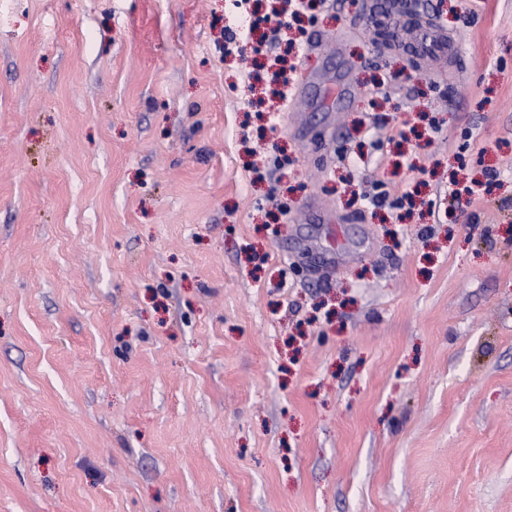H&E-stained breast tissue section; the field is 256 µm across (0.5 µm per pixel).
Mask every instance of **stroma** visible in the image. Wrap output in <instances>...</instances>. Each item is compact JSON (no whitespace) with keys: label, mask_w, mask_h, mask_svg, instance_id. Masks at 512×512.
I'll use <instances>...</instances> for the list:
<instances>
[{"label":"stroma","mask_w":512,"mask_h":512,"mask_svg":"<svg viewBox=\"0 0 512 512\" xmlns=\"http://www.w3.org/2000/svg\"><path fill=\"white\" fill-rule=\"evenodd\" d=\"M386 2L0 0V512H512V0ZM283 6L279 9L274 8L271 14L266 15L261 21L271 26V32H276L282 26L290 25V22L300 20L301 15H305L315 8V2L312 0H283ZM289 18V21H288Z\"/></svg>","instance_id":"1"}]
</instances>
